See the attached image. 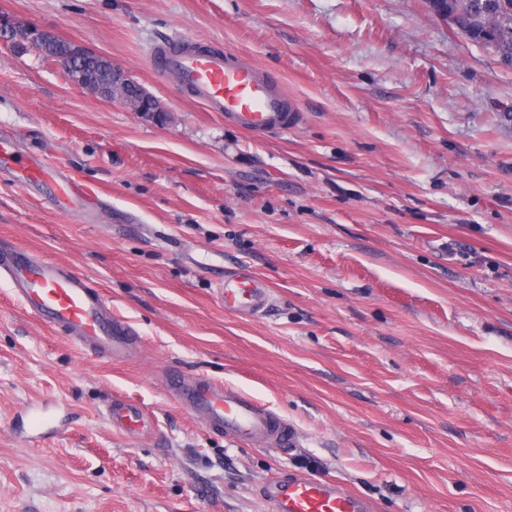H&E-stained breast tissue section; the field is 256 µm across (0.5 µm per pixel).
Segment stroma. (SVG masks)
<instances>
[{"label":"stroma","instance_id":"35a3bbf8","mask_svg":"<svg viewBox=\"0 0 512 512\" xmlns=\"http://www.w3.org/2000/svg\"><path fill=\"white\" fill-rule=\"evenodd\" d=\"M112 60L147 116L0 42V137L90 194L58 211L0 173V241L72 266L137 351L89 354L0 277V512H270L272 477L333 479L370 512H512V68L425 0H0ZM250 56L303 109L254 137L160 79L172 37ZM246 269L262 317L216 288ZM181 369L285 417V448L208 429ZM155 423L131 437L106 409ZM107 414L112 425L131 435L142 434L152 428V421L136 405L122 399H114Z\"/></svg>","mask_w":512,"mask_h":512}]
</instances>
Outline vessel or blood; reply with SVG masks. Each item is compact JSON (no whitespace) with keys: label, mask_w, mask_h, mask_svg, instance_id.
<instances>
[{"label":"vessel or blood","mask_w":512,"mask_h":512,"mask_svg":"<svg viewBox=\"0 0 512 512\" xmlns=\"http://www.w3.org/2000/svg\"><path fill=\"white\" fill-rule=\"evenodd\" d=\"M156 73L174 78L192 101L221 113L225 124L261 136L296 127L302 111L277 78L250 58L230 50H214L199 42L170 39L153 47ZM18 181L46 185L57 207L76 211L85 190L70 175L24 162L8 141L0 140V170ZM10 280L27 310L61 330L77 346L113 360L127 358L135 335L124 320L113 317L108 299L72 268L19 246L0 248V274ZM217 294L226 311L254 316L269 304L271 291L251 272L225 276ZM165 387L181 407L197 415L213 431L269 447L288 446L293 430L269 406L235 389L186 376L170 369ZM113 426L141 434L152 422L129 401L113 400L107 409ZM262 496L271 512H369L367 502L335 481L303 474L266 481Z\"/></svg>","instance_id":"vessel-or-blood-1"}]
</instances>
